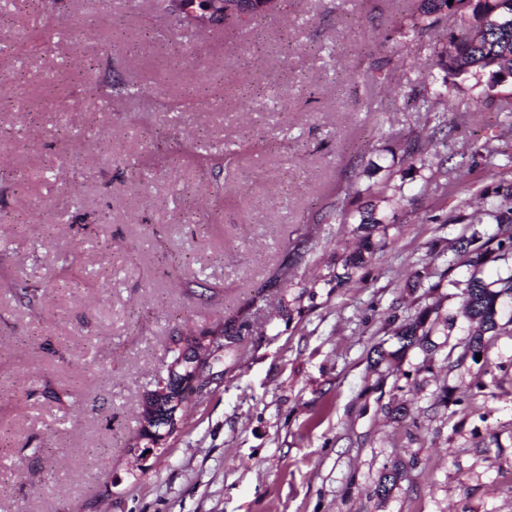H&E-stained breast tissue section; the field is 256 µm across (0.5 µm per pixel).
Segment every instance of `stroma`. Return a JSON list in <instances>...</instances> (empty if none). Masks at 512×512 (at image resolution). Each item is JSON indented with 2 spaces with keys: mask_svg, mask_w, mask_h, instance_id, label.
Listing matches in <instances>:
<instances>
[{
  "mask_svg": "<svg viewBox=\"0 0 512 512\" xmlns=\"http://www.w3.org/2000/svg\"><path fill=\"white\" fill-rule=\"evenodd\" d=\"M155 3L0 0V512H512V320L473 358L450 221L512 179V85L415 111L459 27L401 36L417 0H282L214 33ZM108 71L135 92L103 107L83 86ZM384 129L454 185L370 172ZM388 179L398 222L335 286L360 234L329 204ZM422 312L454 326L401 349ZM222 319L243 324L223 385L141 461L169 337Z\"/></svg>",
  "mask_w": 512,
  "mask_h": 512,
  "instance_id": "35a3bbf8",
  "label": "stroma"
}]
</instances>
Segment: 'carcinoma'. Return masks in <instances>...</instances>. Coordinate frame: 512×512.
Wrapping results in <instances>:
<instances>
[{
	"label": "carcinoma",
	"mask_w": 512,
	"mask_h": 512,
	"mask_svg": "<svg viewBox=\"0 0 512 512\" xmlns=\"http://www.w3.org/2000/svg\"><path fill=\"white\" fill-rule=\"evenodd\" d=\"M235 0H158L160 10L167 16L180 12L187 14L188 10L201 11L210 4L220 5L222 10L233 9ZM445 10L459 13L460 26L458 31L449 37L450 49L438 55L437 66L443 72L442 81L432 91L425 95L424 103L427 111L435 112L445 107L450 89L463 82H475L479 85L486 83L489 90L497 87L500 80L509 75L512 77V0H420L418 15L414 18L410 30L415 32L433 25L435 20ZM131 88L123 83L112 80L107 73L99 77L89 88L90 98L105 105L112 99L130 94ZM386 137L405 143L402 157L411 161V165H419V169H431L432 163L425 158L415 156L414 144L405 135L392 132ZM405 183H395L390 180L382 183L378 194L380 201H401L405 198ZM496 201L485 208L492 223L497 225V231L489 236H482L472 231L468 236L459 239L458 257L462 265L472 268L470 278L464 289L465 301L463 313L480 325V333L469 342V349L477 353L485 348L483 335L494 331L498 326L503 299L512 301V271L492 283L485 282L479 273L481 268L490 261L512 260V182H500L493 189ZM343 222L349 221L358 225L363 232L362 249L346 256L342 264V272H334L331 279L336 285H341L351 278L353 271L365 262V255L371 253V235L381 224L396 223V215H390L369 202L356 205L338 206ZM16 294L30 302L38 300V286L29 279L16 280L10 284ZM427 316L419 315L411 323L398 331L397 336L406 349L418 341V335L427 336L424 330ZM232 329V323L219 320L213 328L199 336L170 337L168 353L170 362H176L182 351L202 346L207 339H217Z\"/></svg>",
	"instance_id": "1"
}]
</instances>
